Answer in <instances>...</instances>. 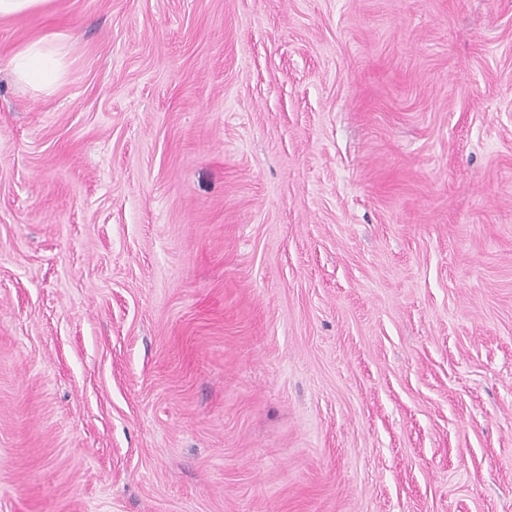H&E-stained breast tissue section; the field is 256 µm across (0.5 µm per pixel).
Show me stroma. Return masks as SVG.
Wrapping results in <instances>:
<instances>
[{"instance_id":"35a3bbf8","label":"stroma","mask_w":512,"mask_h":512,"mask_svg":"<svg viewBox=\"0 0 512 512\" xmlns=\"http://www.w3.org/2000/svg\"><path fill=\"white\" fill-rule=\"evenodd\" d=\"M0 512H512V0L0 17ZM11 66L27 80L36 84L48 83L53 74L51 55L39 47H27L14 54Z\"/></svg>"}]
</instances>
